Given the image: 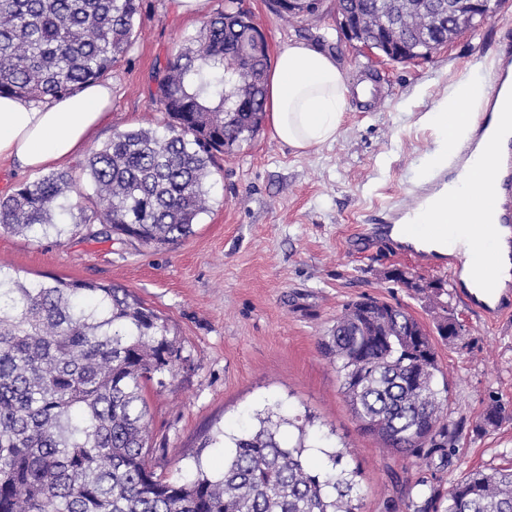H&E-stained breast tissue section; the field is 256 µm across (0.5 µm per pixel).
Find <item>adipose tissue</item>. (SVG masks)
<instances>
[{"label":"adipose tissue","mask_w":512,"mask_h":512,"mask_svg":"<svg viewBox=\"0 0 512 512\" xmlns=\"http://www.w3.org/2000/svg\"><path fill=\"white\" fill-rule=\"evenodd\" d=\"M488 86L459 85L446 106L430 112L442 150L469 136L468 115ZM349 88L329 52L292 41L278 53L267 86L266 108L274 137L304 152L335 141ZM112 87L96 83L79 93L46 101L0 97V158L25 170H45L74 157L106 119Z\"/></svg>","instance_id":"1"}]
</instances>
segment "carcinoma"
I'll list each match as a JSON object with an SVG mask.
<instances>
[{
  "label": "carcinoma",
  "mask_w": 512,
  "mask_h": 512,
  "mask_svg": "<svg viewBox=\"0 0 512 512\" xmlns=\"http://www.w3.org/2000/svg\"><path fill=\"white\" fill-rule=\"evenodd\" d=\"M429 0L407 60L447 43ZM338 11L403 25L397 0H336ZM140 0H0V96L34 101L98 83L126 55ZM241 0H224L159 69L163 128L119 130L84 170L97 199L74 229L105 224L155 249L191 235L208 209L217 157L252 140L264 120L268 47ZM74 183L52 172L0 199V229L62 233ZM336 361L359 428L396 452L448 458L460 436L439 381L433 334L407 309L375 297L347 304L321 342ZM181 347L167 319L120 286L0 265V512H359V471L330 448L311 416L273 405L224 433V467L170 480L152 464L149 384L163 385ZM327 462L314 469L307 451ZM446 498L447 507L437 502ZM434 512H512V470L475 471L433 493Z\"/></svg>",
  "instance_id": "obj_1"
}]
</instances>
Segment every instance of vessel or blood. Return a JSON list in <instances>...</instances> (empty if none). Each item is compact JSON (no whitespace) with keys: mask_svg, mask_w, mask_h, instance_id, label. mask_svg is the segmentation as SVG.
Instances as JSON below:
<instances>
[{"mask_svg":"<svg viewBox=\"0 0 512 512\" xmlns=\"http://www.w3.org/2000/svg\"><path fill=\"white\" fill-rule=\"evenodd\" d=\"M494 76L496 87L512 92L510 37L499 46ZM498 125L499 108L492 98L474 119L471 139L459 144L445 167L414 190L411 202L395 201L371 217L367 232L370 244L388 242L427 267L447 269L458 297L487 321L512 312V289L500 287L498 267L502 246L512 247V148L498 156L496 173L486 188H479L480 173L475 169L477 144ZM462 209L478 217L469 230L474 246L469 254L449 259L429 244L434 240L451 243L455 215ZM468 277L475 280V287H466Z\"/></svg>","mask_w":512,"mask_h":512,"instance_id":"b4317fda","label":"vessel or blood"}]
</instances>
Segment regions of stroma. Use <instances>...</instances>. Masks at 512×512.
<instances>
[{
  "label": "stroma",
  "instance_id": "obj_1",
  "mask_svg": "<svg viewBox=\"0 0 512 512\" xmlns=\"http://www.w3.org/2000/svg\"><path fill=\"white\" fill-rule=\"evenodd\" d=\"M142 24L126 59L107 80L112 107L87 147L61 168L94 204L83 167L114 130L155 128L164 119L154 99L156 69L195 34L224 0L188 15L178 0H141ZM270 54L291 41L332 52L352 95L335 141L303 153L262 127L251 141L220 156L207 183L209 210L192 235L163 250L86 231L64 235L0 231V264L32 281L58 277L132 290L166 318L182 359L163 386H150L152 462L173 479L224 465L223 430L279 402L335 431L349 467L360 472L361 512H420L425 489L447 491L473 470L512 467V318L490 325L456 295L447 271L420 266L391 247L352 244L351 225L393 198L428 182L440 135L426 116L465 81H487L501 37L512 32V0H500L479 28L432 57L385 64L336 25L335 0H322L320 21L277 16L271 0H243ZM399 268L420 289L389 278ZM373 296L406 308L434 328L441 308L461 326L438 342L450 384L448 407L462 433L447 463L406 458L362 434L321 340L345 306ZM501 405L498 427L478 420Z\"/></svg>",
  "mask_w": 512,
  "mask_h": 512
}]
</instances>
